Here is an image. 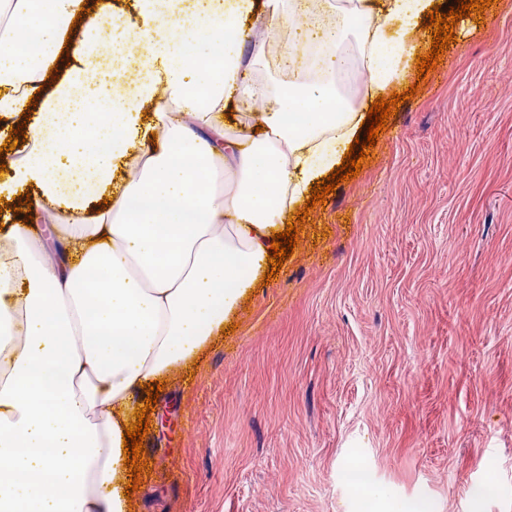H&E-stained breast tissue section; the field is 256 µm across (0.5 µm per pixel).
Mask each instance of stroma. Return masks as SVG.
<instances>
[{
  "instance_id": "obj_1",
  "label": "stroma",
  "mask_w": 512,
  "mask_h": 512,
  "mask_svg": "<svg viewBox=\"0 0 512 512\" xmlns=\"http://www.w3.org/2000/svg\"><path fill=\"white\" fill-rule=\"evenodd\" d=\"M310 210L235 331L162 388L132 512H512V0Z\"/></svg>"
}]
</instances>
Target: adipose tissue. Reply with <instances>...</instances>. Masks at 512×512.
<instances>
[{
  "label": "adipose tissue",
  "mask_w": 512,
  "mask_h": 512,
  "mask_svg": "<svg viewBox=\"0 0 512 512\" xmlns=\"http://www.w3.org/2000/svg\"><path fill=\"white\" fill-rule=\"evenodd\" d=\"M437 2L0 0V117L38 113L31 151L0 174V198H29L33 218L0 228V512H131L123 448L143 385L221 335L286 213L360 133L337 46L356 36L369 98L389 95ZM301 14L287 61L301 70L315 42L334 82L251 83L246 44ZM256 97L259 127L243 112L228 129L225 104ZM220 165L234 191L216 187Z\"/></svg>",
  "instance_id": "1"
}]
</instances>
